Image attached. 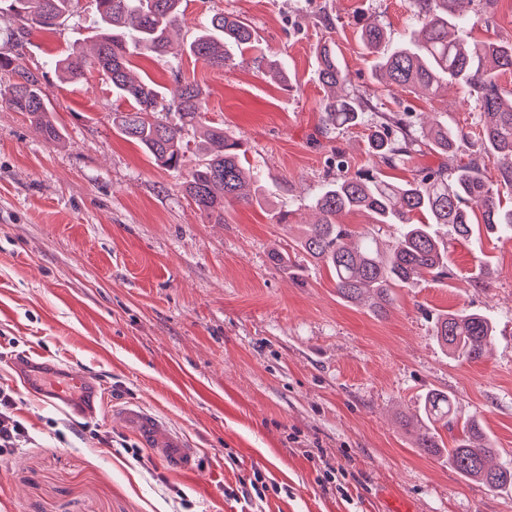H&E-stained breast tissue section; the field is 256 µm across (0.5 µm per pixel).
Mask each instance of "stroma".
Segmentation results:
<instances>
[{"label":"stroma","mask_w":512,"mask_h":512,"mask_svg":"<svg viewBox=\"0 0 512 512\" xmlns=\"http://www.w3.org/2000/svg\"><path fill=\"white\" fill-rule=\"evenodd\" d=\"M171 63L133 58L135 78L175 89L196 82L209 121L246 145L272 193L209 221L185 191L186 172L158 166L112 124L128 109L108 81L76 86L47 75L60 143L0 106V386L14 389L30 438L0 461V512H512V487L467 480L416 446L422 396L447 393L512 457V238L485 226L448 233V277L397 291L385 317L342 299L328 270L296 246L312 198L335 177L374 165L366 135L385 112H419L467 130L477 116L456 87L427 99L391 97L376 81L361 26L393 39L416 26L409 0H182ZM246 19L258 43L227 72L182 51L205 16ZM83 10L52 31L17 35L0 18V52L44 68L90 35ZM334 42L360 124L324 130L317 50ZM287 57V82L270 61ZM287 253L295 274L277 268ZM488 315L490 355L453 358L437 342L439 314ZM39 351L103 379L109 401H139L201 452L171 471L107 411L85 418L46 404L13 365ZM111 437L99 443L97 433ZM349 473V500L320 483ZM261 471L281 485L254 503L234 497Z\"/></svg>","instance_id":"obj_1"}]
</instances>
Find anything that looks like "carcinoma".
<instances>
[{
    "mask_svg": "<svg viewBox=\"0 0 512 512\" xmlns=\"http://www.w3.org/2000/svg\"><path fill=\"white\" fill-rule=\"evenodd\" d=\"M79 0H11L6 13L21 21L20 29H49L78 12ZM182 0H92L93 54L74 49L51 60L54 70L73 85L98 73L116 97L130 109L114 113L112 124L136 143L158 165L188 169L186 192L209 220L224 222V211L237 204L258 201L259 171L247 162L243 142L212 122L203 131L204 147L191 150L188 131L202 125L205 105L198 85L178 80L173 97L152 81L132 78L131 60L138 55L164 57L173 31L180 27ZM419 28L400 40H391L376 24L366 25L361 38L373 55L376 79L387 92L421 91L434 95L452 83L471 99L478 131L471 133L439 120L414 125L408 112L383 116L367 134L368 153L388 169L406 168L416 156L432 151L452 160L449 167L416 169L410 180L395 181L382 169L371 167L354 174L343 172L346 160L335 154L341 175L327 182L315 197L318 219L301 235L300 249L325 265L336 292L349 302L365 303L377 315L387 313L396 289L411 288L428 276L448 277V243L436 227L449 225L466 238L475 212L490 231L512 232V91L500 85L512 72V43L487 39L470 42L463 32L475 26L479 13L494 0H411ZM252 26L239 17L214 13L201 22L184 46L191 56L206 58L213 68L235 65L233 54L255 42ZM319 80L327 91L323 105L326 126L356 125L363 104L336 89L348 81L336 47L320 46ZM0 70L10 74L0 87V103L23 113L47 143H56L63 130L53 119L44 74L19 59L0 52ZM468 153H463V150ZM497 161L496 177L488 175L481 159ZM364 211L375 224L396 228L386 248L365 232L342 223L341 218ZM438 341L465 362L485 359L494 336L490 318L460 310L437 317ZM423 410L430 428L421 432L417 447L428 453L441 449L464 476L492 489L512 485V459L489 465L496 455L494 441L467 420L453 417L448 394H426ZM461 427L462 437L445 446L441 431Z\"/></svg>",
    "mask_w": 512,
    "mask_h": 512,
    "instance_id": "1",
    "label": "carcinoma"
}]
</instances>
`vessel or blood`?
I'll return each mask as SVG.
<instances>
[{"label": "vessel or blood", "instance_id": "1", "mask_svg": "<svg viewBox=\"0 0 512 512\" xmlns=\"http://www.w3.org/2000/svg\"><path fill=\"white\" fill-rule=\"evenodd\" d=\"M16 368L27 380L28 387L46 402L58 407L75 408L82 416L93 417L108 409L158 458L172 470L196 468L198 449L174 431L165 417L136 402L107 404L102 381L94 374L63 369L42 356L24 354L16 360Z\"/></svg>", "mask_w": 512, "mask_h": 512}]
</instances>
